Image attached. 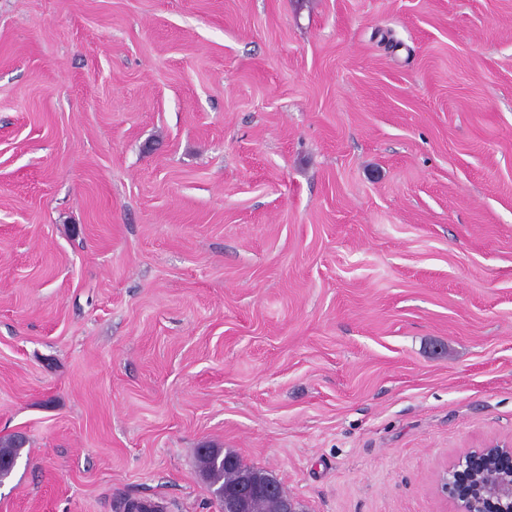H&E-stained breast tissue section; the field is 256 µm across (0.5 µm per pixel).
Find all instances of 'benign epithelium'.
I'll list each match as a JSON object with an SVG mask.
<instances>
[{
    "label": "benign epithelium",
    "instance_id": "obj_1",
    "mask_svg": "<svg viewBox=\"0 0 512 512\" xmlns=\"http://www.w3.org/2000/svg\"><path fill=\"white\" fill-rule=\"evenodd\" d=\"M257 484L250 477L224 491V512H247ZM438 490L458 512H512V442L468 451L439 477Z\"/></svg>",
    "mask_w": 512,
    "mask_h": 512
}]
</instances>
